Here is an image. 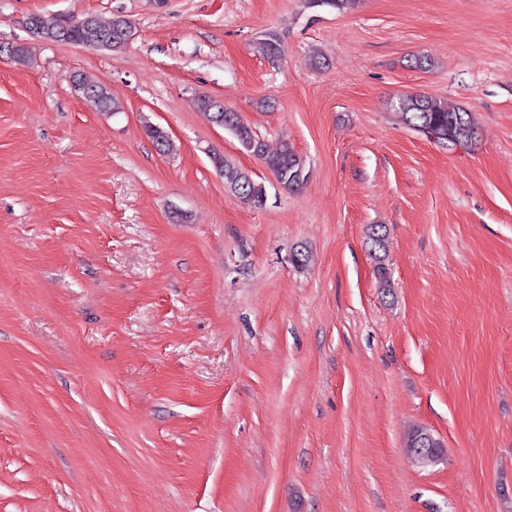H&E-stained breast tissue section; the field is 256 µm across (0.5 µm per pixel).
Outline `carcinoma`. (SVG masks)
Here are the masks:
<instances>
[{
  "mask_svg": "<svg viewBox=\"0 0 512 512\" xmlns=\"http://www.w3.org/2000/svg\"><path fill=\"white\" fill-rule=\"evenodd\" d=\"M118 17L102 21L94 16L81 19L61 16L47 19L39 14H31L25 20V27L44 41L52 42L55 38L66 36L70 44L118 52L127 46L125 37L114 34ZM255 51L268 58H277L283 51V40L275 32L263 35L254 43ZM75 87L88 98H92L106 112L119 109L117 101L108 89L95 83H88L80 77L72 78ZM394 109L403 121L414 131L425 136L432 135L437 141H450L467 146L476 140L478 129L473 124L469 113L463 109H451L448 104L436 97L426 94H407L398 98ZM232 115V121L226 124L229 131L238 140L242 149L255 156L272 173L276 182L284 189L298 191L308 180V168L305 158L297 153L293 146L283 142L272 149L266 141L244 123L237 112L224 110ZM158 151L169 153L173 144L165 131L150 127L146 130ZM211 162L217 172L224 178V188L240 202L256 209L266 205V187L259 182H251L249 173L229 161L219 153L211 156ZM370 252L376 260L377 273L383 284H388L387 271L383 265L382 254L386 252L388 237L385 226L375 224L368 232Z\"/></svg>",
  "mask_w": 512,
  "mask_h": 512,
  "instance_id": "cac0c4a2",
  "label": "carcinoma"
}]
</instances>
